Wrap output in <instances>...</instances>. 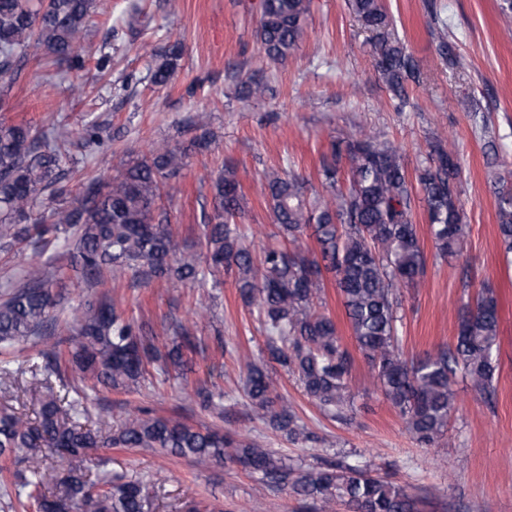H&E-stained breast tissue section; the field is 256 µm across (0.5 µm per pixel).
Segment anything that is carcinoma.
Instances as JSON below:
<instances>
[{
  "label": "carcinoma",
  "mask_w": 512,
  "mask_h": 512,
  "mask_svg": "<svg viewBox=\"0 0 512 512\" xmlns=\"http://www.w3.org/2000/svg\"><path fill=\"white\" fill-rule=\"evenodd\" d=\"M361 25L377 34V71L392 96L405 98V82L417 79L415 64L402 42L388 36L391 18L384 0H349ZM100 0H0V76L19 68L31 47H42L55 64L80 71L85 67L81 38ZM256 31L266 57L282 62L298 47L309 12V0H260ZM180 42L170 46L151 71L160 88L172 84ZM266 84L253 75L240 78L237 95L249 102L266 95ZM103 124L91 120L75 139L62 144L24 124L0 123V249L26 243L34 255L48 236L63 238L64 257L75 279L90 283L108 268L129 269L144 284L155 279L195 285L207 278L219 282L235 273V284L268 332L270 359L297 373L304 391L323 411L336 415L346 404L345 377L351 355L343 348L333 318L315 309L324 288L323 273L333 274L358 350L375 373L381 390L406 429L431 446L443 435L455 408L453 384L462 376L483 397L494 394L497 370L498 302L482 288L475 305L460 317L464 330L455 345L439 348L416 362L402 357L396 336L398 290L425 273L424 249L413 223L415 189H420L430 234L438 255L461 254L466 235L454 151L435 144L429 165L410 180L398 150L361 133L334 142L323 156L320 175L328 193L310 201L295 174L264 175L261 194L268 204L282 243L256 257L236 218L244 212V194L232 163L211 181L212 212L202 224L199 249L174 234L167 212L158 204L165 182L184 166V155L167 142L149 155L122 164L108 183L88 179L66 206L40 218L44 201L68 195L64 168L71 149L93 154L104 145ZM348 187L338 188L341 172ZM497 233L505 255L512 254V190L498 194ZM319 256L297 247L307 229ZM62 298L52 288L50 272L30 262L19 285L0 298V350L35 337L55 335ZM75 339L67 352L57 344L41 353L45 381L71 370L83 386L127 390L146 378L148 366L166 372L183 362L195 345L191 329L170 324L172 346H155L152 327L122 317L110 300L74 316ZM244 386L252 404L269 425L290 435L301 432L294 414L281 401L276 379L262 366L246 364ZM38 420L29 422L5 403L0 405V457L29 461L38 454L61 461L59 493L42 492L45 475L36 467L14 472L18 503L27 498L38 512H148L146 485L119 473H104L93 489L85 479L97 448H152L199 464H240L276 485L320 506L342 502L354 512H415L407 488L374 477L356 467L324 462L295 469L270 449L230 433L159 417L139 408L127 413L112 434L81 422L83 402L52 392L36 399Z\"/></svg>",
  "instance_id": "carcinoma-1"
}]
</instances>
